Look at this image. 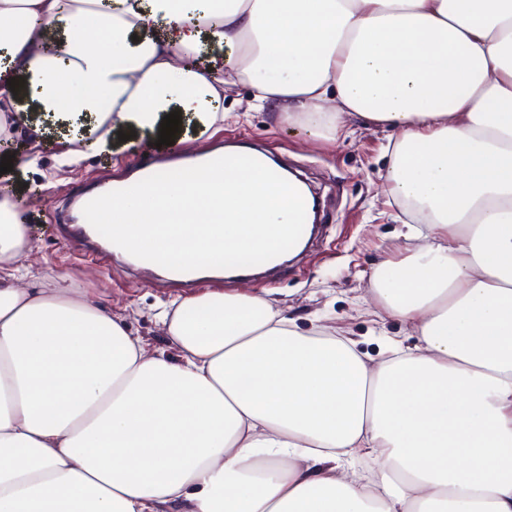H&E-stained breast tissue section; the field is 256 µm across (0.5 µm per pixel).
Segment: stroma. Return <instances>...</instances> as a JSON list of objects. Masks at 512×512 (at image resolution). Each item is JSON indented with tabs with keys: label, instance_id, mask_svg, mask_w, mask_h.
<instances>
[{
	"label": "stroma",
	"instance_id": "35a3bbf8",
	"mask_svg": "<svg viewBox=\"0 0 512 512\" xmlns=\"http://www.w3.org/2000/svg\"><path fill=\"white\" fill-rule=\"evenodd\" d=\"M249 104L248 87L226 91L223 128L207 133L204 140L174 146L172 152L181 155L230 144L253 147L305 181L320 198L319 231L296 262L281 264L261 278L205 277L183 284L142 273L119 254L106 266L69 246L76 232L68 219L69 203L107 179L128 174L133 166L152 162L160 150L144 143L76 166L59 164L54 147H41L38 169L54 186L24 202L33 251L23 258V266L37 276L66 275L78 292L95 297L123 318L151 351L169 346L158 321L165 303L209 291L268 294L301 328L320 319L336 335L358 341L377 360L388 338L414 346L417 338L406 323L379 315L367 300L383 261L401 256L407 246L402 226L394 220L399 208L391 204L385 187L393 131L352 117L346 138L317 141L282 123L273 112L250 111Z\"/></svg>",
	"mask_w": 512,
	"mask_h": 512
}]
</instances>
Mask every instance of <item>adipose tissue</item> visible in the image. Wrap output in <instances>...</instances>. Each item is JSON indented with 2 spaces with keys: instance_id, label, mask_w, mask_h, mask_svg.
<instances>
[{
  "instance_id": "1",
  "label": "adipose tissue",
  "mask_w": 512,
  "mask_h": 512,
  "mask_svg": "<svg viewBox=\"0 0 512 512\" xmlns=\"http://www.w3.org/2000/svg\"><path fill=\"white\" fill-rule=\"evenodd\" d=\"M245 84L311 138L396 137L426 238L382 264L414 347L376 361L262 293L174 300L177 357L60 275L21 283L0 188V512H512V0H0V160L36 169L225 118ZM365 462L364 471L354 462Z\"/></svg>"
}]
</instances>
